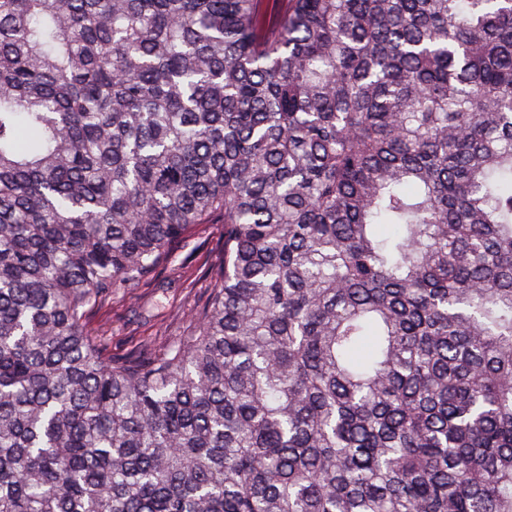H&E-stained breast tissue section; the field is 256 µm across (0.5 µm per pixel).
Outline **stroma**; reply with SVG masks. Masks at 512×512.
Listing matches in <instances>:
<instances>
[{
    "instance_id": "35a3bbf8",
    "label": "stroma",
    "mask_w": 512,
    "mask_h": 512,
    "mask_svg": "<svg viewBox=\"0 0 512 512\" xmlns=\"http://www.w3.org/2000/svg\"><path fill=\"white\" fill-rule=\"evenodd\" d=\"M223 243L221 225H198L177 260L149 283L125 289L90 311L88 333L116 357L154 354L189 335L191 315L205 304L214 285L208 268L219 261Z\"/></svg>"
}]
</instances>
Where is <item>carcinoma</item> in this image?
Returning <instances> with one entry per match:
<instances>
[{
  "instance_id": "cac0c4a2",
  "label": "carcinoma",
  "mask_w": 512,
  "mask_h": 512,
  "mask_svg": "<svg viewBox=\"0 0 512 512\" xmlns=\"http://www.w3.org/2000/svg\"><path fill=\"white\" fill-rule=\"evenodd\" d=\"M0 512H512V0H0ZM224 243L222 224H200L176 261L149 283L111 296L88 313L85 327L111 352L158 353L171 340L188 336L191 314L209 297L214 281L207 270L219 261Z\"/></svg>"
}]
</instances>
